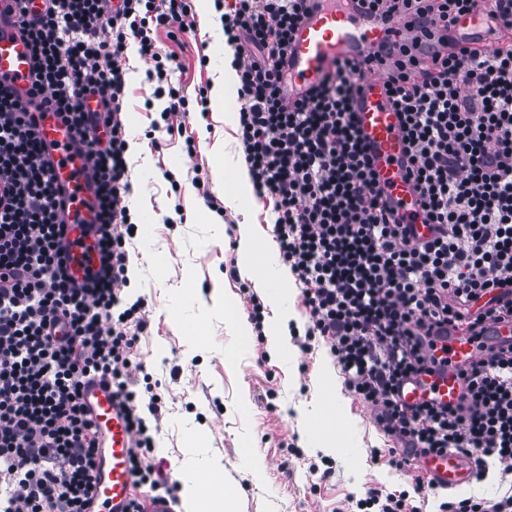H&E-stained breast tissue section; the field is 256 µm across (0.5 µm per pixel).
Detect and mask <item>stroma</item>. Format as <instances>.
Instances as JSON below:
<instances>
[{
    "label": "stroma",
    "mask_w": 512,
    "mask_h": 512,
    "mask_svg": "<svg viewBox=\"0 0 512 512\" xmlns=\"http://www.w3.org/2000/svg\"><path fill=\"white\" fill-rule=\"evenodd\" d=\"M192 14L187 34L156 35L161 56L178 64L173 84L189 99L183 134L159 127L155 85L145 78L150 63L137 50L126 53L124 121L128 139L141 142L143 151L129 161L126 203L136 230L127 243L132 261L124 293L126 303L146 304L136 361L165 399L155 461L177 486L209 478L212 492L233 489L237 512H347L369 491L410 490L386 458H372L385 439L370 408L345 390L322 342L303 350L308 320L300 287L274 300L259 285L268 276L271 206L252 195L243 207L220 215L204 199L208 193L223 199L243 156L237 127L195 101L223 71L224 54L213 47L223 33L219 12L206 14L196 5ZM189 136L197 147L193 156L186 151ZM219 156L220 182L212 177ZM198 172L207 192L192 182ZM174 179L181 186L177 194ZM245 222L256 239L249 276L240 271L238 249ZM246 288L262 305L288 313L279 347L252 333L237 335L226 318L230 308L248 319Z\"/></svg>",
    "instance_id": "1"
}]
</instances>
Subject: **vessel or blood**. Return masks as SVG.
I'll return each mask as SVG.
<instances>
[{
  "mask_svg": "<svg viewBox=\"0 0 512 512\" xmlns=\"http://www.w3.org/2000/svg\"><path fill=\"white\" fill-rule=\"evenodd\" d=\"M12 0H0V88L26 97L34 82V61L23 36L7 19ZM486 20L482 14L460 17L451 30L452 37L465 45L486 44ZM393 36L390 24L369 13L336 6L327 0L299 25L294 49L288 59L284 78V93L294 98L303 95L330 70L334 60L359 57ZM361 92L354 99L358 125L379 185L388 200L404 213L416 209L415 193L406 181L408 159L403 150L399 119L387 104L377 76L361 77ZM41 134L59 143L55 155L56 178L65 189L63 200L71 220L89 222L94 202L90 189L91 162L75 154L74 143L62 121L43 120ZM442 345L448 348V367L430 375L408 379L399 388L402 403L413 406L425 400L455 405L464 392L467 381L462 370L478 355V341L457 333L445 336ZM85 400L96 427L104 440L108 460L98 473L89 495V512H125L133 493V477L129 466L132 433L112 397V391L100 382L85 389ZM414 464L425 473L429 484L459 491L471 484L476 466L455 454L430 457L417 456Z\"/></svg>",
  "mask_w": 512,
  "mask_h": 512,
  "instance_id": "obj_1",
  "label": "vessel or blood"
}]
</instances>
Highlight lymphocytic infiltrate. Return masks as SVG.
Returning <instances> with one entry per match:
<instances>
[{
	"label": "lymphocytic infiltrate",
	"instance_id": "f902f5d3",
	"mask_svg": "<svg viewBox=\"0 0 512 512\" xmlns=\"http://www.w3.org/2000/svg\"><path fill=\"white\" fill-rule=\"evenodd\" d=\"M40 88L87 151L97 183L91 249L100 268L75 287L63 266L65 222L48 150L26 106L0 89V512H86L97 433L82 402L86 377L107 379L126 406L131 466L146 499L176 501L149 459L161 397L133 373L145 303L124 305L128 160L123 119L128 38L153 64L167 132L187 111L154 35L186 33L191 0H16ZM406 21L398 40L334 70L301 98L281 93L292 35L320 0H232L221 15L239 78L238 140L256 195L271 202L283 262L302 290L307 338H321L346 391L370 407L389 463L422 486L411 454L456 453L477 479L495 471L493 499L440 502L438 512H512V345H484L455 408L408 407L401 382L445 363L434 336L512 322V0H351ZM485 12L495 42L457 47L456 20ZM378 75L397 112L418 216L408 226L379 188L357 132L356 80Z\"/></svg>",
	"mask_w": 512,
	"mask_h": 512
}]
</instances>
